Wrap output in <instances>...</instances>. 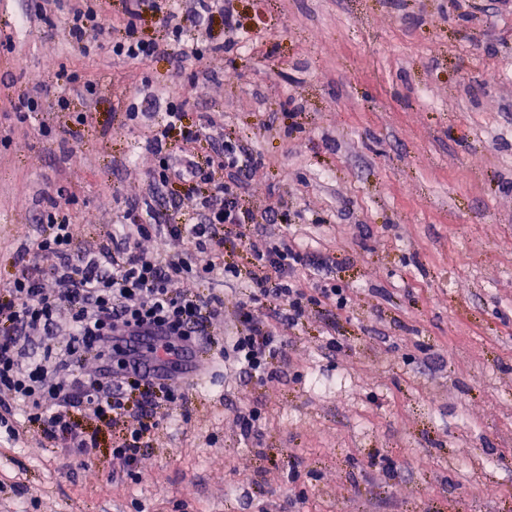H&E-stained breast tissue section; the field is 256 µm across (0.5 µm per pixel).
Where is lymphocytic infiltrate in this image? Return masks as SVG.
<instances>
[{
  "label": "lymphocytic infiltrate",
  "instance_id": "obj_1",
  "mask_svg": "<svg viewBox=\"0 0 512 512\" xmlns=\"http://www.w3.org/2000/svg\"><path fill=\"white\" fill-rule=\"evenodd\" d=\"M173 11L170 0H126L127 23L112 52L132 60L167 56L184 61L188 53L178 37L185 27L211 26L222 18L224 30L236 32L238 14L231 0H184ZM105 0H75L68 10L70 40L88 45L101 29ZM159 17L171 29L165 39L138 35L136 22ZM180 107L170 106L166 122L153 130L149 149L159 160L150 187L159 190L177 182L185 198L197 203L200 220L180 224L168 220L151 224L142 209L127 207L116 235L118 248L77 245L76 228L62 205L35 225L33 250L17 258L18 270L0 297V430L8 439L21 435V424L37 426L48 441L60 445L68 458L91 465L98 446L97 432L77 424L74 413L88 410L112 423L131 417L121 443L112 450V478L137 479L144 449L158 428L157 408L176 400V388L163 377L145 373L127 342L143 336L163 337L167 348L212 344L211 321L222 315L223 298L184 295L176 286L189 278L213 279L223 274L224 239L220 227L249 224L253 217L241 203V183L257 159L225 144L218 164L226 172L216 184L194 160L203 138V126L187 127ZM179 132L180 146L171 143ZM162 236L179 243V250L158 256L146 250L145 240ZM255 269L236 303L233 323L224 336L220 355L239 378L262 380L274 373V362L284 357V340L268 318L259 316L256 301L265 299L287 307L283 323L298 326L306 307L323 299L342 307V289L322 288L307 294L293 277L303 253L284 241L268 237L251 240ZM102 362L95 374L83 366Z\"/></svg>",
  "mask_w": 512,
  "mask_h": 512
}]
</instances>
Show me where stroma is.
I'll use <instances>...</instances> for the list:
<instances>
[{"mask_svg":"<svg viewBox=\"0 0 512 512\" xmlns=\"http://www.w3.org/2000/svg\"><path fill=\"white\" fill-rule=\"evenodd\" d=\"M28 3L0 0L14 47L0 55V290L53 202L95 247L127 202L182 197L149 190L146 138L171 102L224 126L196 149L203 169L228 142L262 158L242 193L254 222L224 227L234 275L180 291L232 313L252 271L243 240L264 233L310 256L304 287L347 303L287 331L275 377L219 366L180 384L137 480L108 477L123 420L78 414L99 434L85 468L34 427L0 442V512H512V0H233L235 44L205 55L197 84L168 57L108 51L123 0L90 54L66 37L71 0L49 25ZM68 75L95 95L13 112Z\"/></svg>","mask_w":512,"mask_h":512,"instance_id":"stroma-1","label":"stroma"}]
</instances>
